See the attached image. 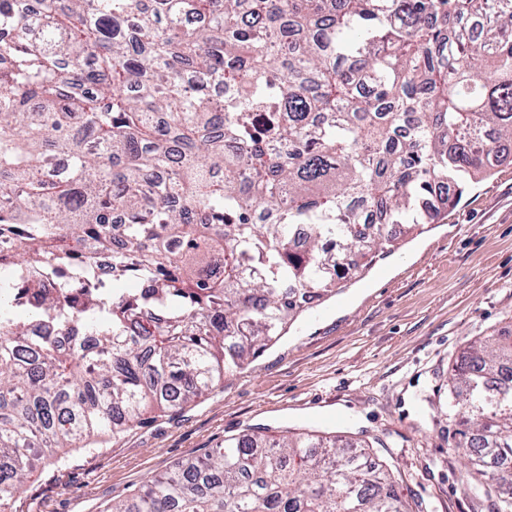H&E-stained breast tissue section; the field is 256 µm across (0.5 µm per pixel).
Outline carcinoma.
Segmentation results:
<instances>
[{"label":"carcinoma","instance_id":"cac0c4a2","mask_svg":"<svg viewBox=\"0 0 512 512\" xmlns=\"http://www.w3.org/2000/svg\"><path fill=\"white\" fill-rule=\"evenodd\" d=\"M241 9L0 0V512L56 449L223 387L389 225L512 155V0ZM98 253L134 288L113 295ZM447 385L463 482L512 512V333ZM369 447L228 438L107 512H408Z\"/></svg>","mask_w":512,"mask_h":512}]
</instances>
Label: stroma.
I'll return each mask as SVG.
<instances>
[{"label": "stroma", "mask_w": 512, "mask_h": 512, "mask_svg": "<svg viewBox=\"0 0 512 512\" xmlns=\"http://www.w3.org/2000/svg\"><path fill=\"white\" fill-rule=\"evenodd\" d=\"M512 329V160L470 183L428 229L401 235L365 277L299 319L223 389L91 448L43 460L18 495L37 512H106L230 436L320 429L382 439L410 512H492L462 483L455 425L438 408L455 359Z\"/></svg>", "instance_id": "35a3bbf8"}]
</instances>
